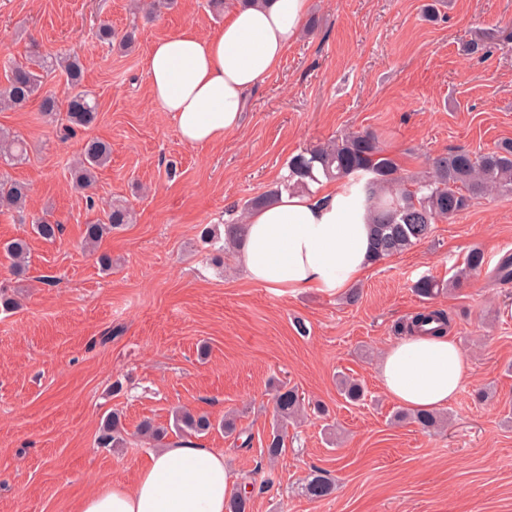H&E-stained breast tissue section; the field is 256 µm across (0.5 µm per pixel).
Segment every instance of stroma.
<instances>
[{
	"label": "stroma",
	"mask_w": 512,
	"mask_h": 512,
	"mask_svg": "<svg viewBox=\"0 0 512 512\" xmlns=\"http://www.w3.org/2000/svg\"><path fill=\"white\" fill-rule=\"evenodd\" d=\"M236 2L177 0L154 13L134 0H0V62H25L35 43L48 56L78 54L99 111L66 140L38 100L0 111V128L27 142L8 174L29 186L28 213L63 225L46 241L0 215V244L29 246L22 276L0 263V283L18 300L0 311V512H75L103 482L132 484L154 447H98L114 411L131 434L146 419L168 425L178 406L215 419L234 412L250 449L217 429L197 442L248 477L263 460L279 380L311 407L289 427L249 512H512V284L482 270L436 300L472 367L443 410L445 428L392 422L399 406L377 371L396 325L423 306L415 281L449 278L474 248L489 267L512 254V192L474 200L428 240L373 264L353 301L250 284L234 251L215 255L200 239L280 186L291 156L343 131L376 133L408 175L444 150L484 153L512 139V0H312L315 29L253 92L240 129L190 146L153 104L146 59L182 27L218 30ZM104 21L116 36L134 33V47L101 43ZM478 31L490 35L484 53L465 54ZM89 139L108 142L112 158L85 192L71 169ZM119 199L134 223L85 248L86 224ZM101 253L111 271L100 269ZM342 373L361 380L364 401L338 395ZM316 467L336 482L320 500L302 491Z\"/></svg>",
	"instance_id": "obj_1"
}]
</instances>
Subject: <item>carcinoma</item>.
Instances as JSON below:
<instances>
[{
  "label": "carcinoma",
  "mask_w": 512,
  "mask_h": 512,
  "mask_svg": "<svg viewBox=\"0 0 512 512\" xmlns=\"http://www.w3.org/2000/svg\"><path fill=\"white\" fill-rule=\"evenodd\" d=\"M61 70L66 76L65 102L51 92L40 94L44 74ZM6 84L0 87V110L19 108L33 98H40V114L52 118L66 105V123L61 125L60 134L67 139L76 134V129L92 126L98 117V104L93 95L83 87L84 64L76 55L59 59H48L32 45L28 62L13 64L5 69ZM111 156L108 143L88 140L80 159L72 169L76 185L88 190L93 187L96 170L105 166ZM27 157L26 142L17 135L0 130V166H12ZM319 167L325 178L346 184H359L372 209V261L377 263L400 255L430 238L434 224L448 221L464 210L472 200L493 190L512 191V140L501 142L495 150L486 153H471L465 150H445L431 157L429 168L422 177L402 176L396 161L380 147L378 137L371 131L348 132L337 136L324 145H317L290 157L288 174L284 177L283 188L309 189L314 180L313 169ZM29 189L20 182L0 176V212H15L25 220L24 211ZM134 213L119 201L109 204L102 218L85 225L84 240L88 245L99 243L114 230L133 221ZM34 232L44 240L53 241L60 236L62 225L45 217L32 219ZM243 225L238 222L224 224V238H219L209 227L201 230V238L214 245L218 242L237 245ZM11 261L14 270L21 271L27 252V242L15 239L0 248ZM485 264L483 252L471 251L464 263L448 281L433 277L420 278L414 284V292L424 301H431L438 295L457 288L471 273L482 269ZM435 322L441 326L449 323L447 313L442 309L424 308L415 314L404 327L408 331ZM340 396L349 403H356L363 397L361 384L350 377L337 381ZM273 412L276 428L264 448L269 461L281 457L284 450L286 429L296 423L304 410V397L299 390L284 382L275 387ZM409 420L424 430H434L440 422V415L434 411L394 413L393 421ZM224 430L227 436L241 439L240 447L251 445V436L237 430L236 418L224 416L215 424L205 413L177 409L173 412L172 424L167 427L144 420L135 435L160 442L169 432L187 442L192 436L205 435L214 428ZM127 432L119 413L106 417L98 436L105 447L123 448L127 444ZM311 499H321L332 494L334 482L330 475L316 469L303 487Z\"/></svg>",
  "instance_id": "carcinoma-1"
}]
</instances>
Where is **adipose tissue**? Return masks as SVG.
Here are the masks:
<instances>
[{
  "label": "adipose tissue",
  "mask_w": 512,
  "mask_h": 512,
  "mask_svg": "<svg viewBox=\"0 0 512 512\" xmlns=\"http://www.w3.org/2000/svg\"><path fill=\"white\" fill-rule=\"evenodd\" d=\"M309 9L310 0H253L215 33L187 26L153 45L146 63L152 100L171 113L184 143H216L240 128L251 93L299 39ZM243 224L242 274L274 291L339 294L372 264L365 196L340 182L322 178L304 192L281 191ZM377 371L388 397L414 411L446 407L471 379L447 333L398 337ZM234 491L223 452L193 442L157 449L133 485L103 483L78 512H225Z\"/></svg>",
  "instance_id": "obj_1"
}]
</instances>
